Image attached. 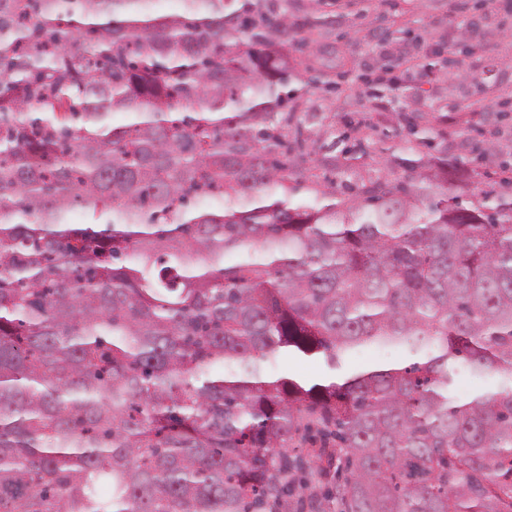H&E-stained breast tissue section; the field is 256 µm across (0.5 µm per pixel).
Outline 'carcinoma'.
<instances>
[{
	"mask_svg": "<svg viewBox=\"0 0 512 512\" xmlns=\"http://www.w3.org/2000/svg\"><path fill=\"white\" fill-rule=\"evenodd\" d=\"M151 2L0 0V512H512V177L338 183L288 0ZM405 356L396 349L366 348L352 357L349 367L356 370L369 369L376 367L379 361L400 360ZM275 373H289L297 378L315 382L325 374V366L319 357H307L290 353L280 356ZM499 384V378L493 373L476 375L462 372L456 379L454 394L457 398L464 400L477 392L495 391Z\"/></svg>",
	"mask_w": 512,
	"mask_h": 512,
	"instance_id": "carcinoma-1",
	"label": "carcinoma"
}]
</instances>
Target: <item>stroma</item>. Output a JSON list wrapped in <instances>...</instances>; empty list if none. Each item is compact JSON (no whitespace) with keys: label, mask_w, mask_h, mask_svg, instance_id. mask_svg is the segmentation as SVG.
Instances as JSON below:
<instances>
[{"label":"stroma","mask_w":512,"mask_h":512,"mask_svg":"<svg viewBox=\"0 0 512 512\" xmlns=\"http://www.w3.org/2000/svg\"><path fill=\"white\" fill-rule=\"evenodd\" d=\"M300 37L312 40L315 51L296 56L302 76L331 69L336 87L315 90L302 102L304 112L323 113L325 129L350 133L352 139H373V148L351 171L352 179L376 176L382 161L396 156L424 153L422 144L397 129L398 114L415 116L420 126L433 130V147L439 154L465 155V145L477 136L484 115L480 112H449L451 100L464 102L487 96L494 101L512 98V36L493 34L474 55L465 57V71L453 79L424 75L430 49L439 42L452 43L460 36L456 22V0H288ZM384 16L392 29L406 38L421 36L420 48H408L398 69L395 89L370 91L363 76L376 66L378 51L366 43L375 35L373 21Z\"/></svg>","instance_id":"1"}]
</instances>
